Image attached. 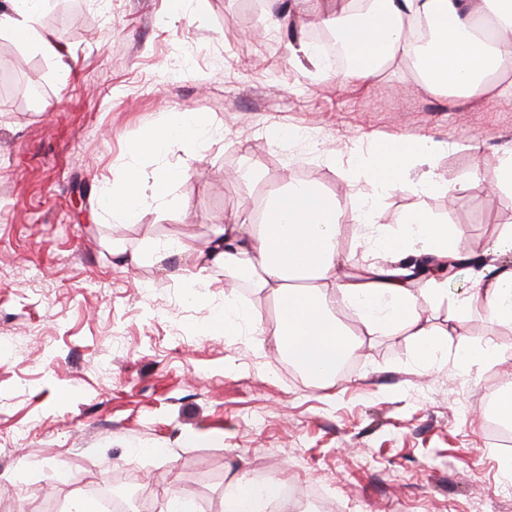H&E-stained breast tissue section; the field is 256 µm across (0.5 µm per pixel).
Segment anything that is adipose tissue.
<instances>
[{"label":"adipose tissue","instance_id":"adipose-tissue-1","mask_svg":"<svg viewBox=\"0 0 512 512\" xmlns=\"http://www.w3.org/2000/svg\"><path fill=\"white\" fill-rule=\"evenodd\" d=\"M43 0H0V34H8L47 59L59 56L57 44L40 25ZM432 27L424 51H416L410 32L419 20ZM322 26L360 58L353 77L364 81L384 65L411 61L417 84L431 93L454 91L469 98L489 93L512 96V80H498L503 59L512 51V0H326L319 15ZM209 133L203 114L184 112L158 131L136 141L132 154L161 152L174 138L201 141ZM442 147L438 141L393 138L377 154L375 176L382 189L394 187L421 160ZM145 187L137 168H129L108 187L103 203L122 223L138 220ZM355 230L372 241L367 275L349 277L339 250L348 230L335 195L313 183L284 177L262 202L260 211L239 210L232 220L210 228L206 247L194 239L155 243L150 258L162 266L178 258L179 271L193 283H205L210 270L223 269L233 280L250 272L249 286L278 306L276 348L301 365L320 386L336 384V367L356 346V339L336 314L340 299L354 301L374 328H415L422 341L421 358L441 353L430 338L419 299L443 303L448 293L443 277L429 287L412 286L409 259L430 256L439 261L465 262L469 254L458 231L430 213L412 210L400 219L397 234L374 223L370 205L355 218ZM458 313L476 312L489 321L512 326V267H485L456 302ZM281 486L261 488L239 479L224 492V512H265L280 500Z\"/></svg>","mask_w":512,"mask_h":512}]
</instances>
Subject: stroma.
I'll return each instance as SVG.
<instances>
[{"label": "stroma", "instance_id": "obj_1", "mask_svg": "<svg viewBox=\"0 0 512 512\" xmlns=\"http://www.w3.org/2000/svg\"><path fill=\"white\" fill-rule=\"evenodd\" d=\"M57 7L45 0L41 24L62 63L0 36V67L42 90L34 104L0 99V512H44L48 492L66 512L80 489L119 477L151 512L177 490L196 512H224L237 476L293 485L329 512H512V474L485 430L488 386H512V361L479 369L459 355L512 346V328L454 311L468 265L428 313L447 361L421 364L413 329L367 327L346 304L360 346L322 388L288 372L270 333H211L222 271L198 293L188 277L113 255L148 238L205 242L284 175L335 193L345 223L365 200L389 228L420 208L481 250L512 226V190L484 191L512 148V100L428 94L399 62L363 82L318 76L304 40L267 28L251 0H186L177 15L167 0ZM189 110L212 137L130 154L166 114ZM396 136L442 142L434 170L480 188L423 194L415 168L378 190L374 148ZM254 162L261 182L229 179ZM132 165L147 186L170 170L187 180L145 195L138 223L121 224L101 195Z\"/></svg>", "mask_w": 512, "mask_h": 512}]
</instances>
